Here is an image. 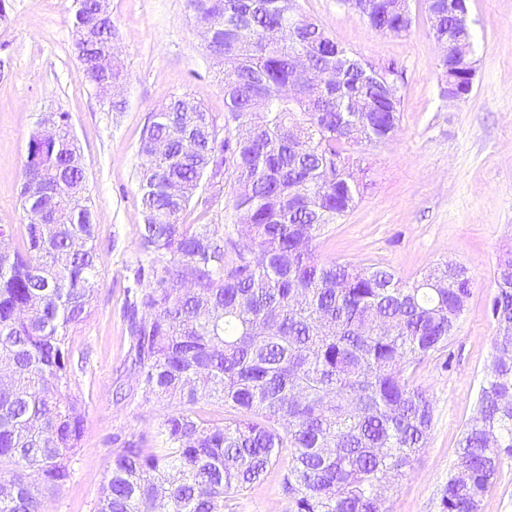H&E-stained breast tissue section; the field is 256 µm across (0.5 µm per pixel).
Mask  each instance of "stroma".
<instances>
[{"label":"stroma","instance_id":"obj_1","mask_svg":"<svg viewBox=\"0 0 512 512\" xmlns=\"http://www.w3.org/2000/svg\"><path fill=\"white\" fill-rule=\"evenodd\" d=\"M0 22V224L23 232L22 172L29 135L47 112H65L83 150L85 196L96 219L99 277L91 313L70 331V393L85 410L72 480L51 494L45 512H92L112 465L113 437L136 438L157 423L161 405L146 398L127 366L123 319L127 287L141 260L143 222L137 172L153 116L188 93L224 118L220 65L206 50L186 0H110L114 45L124 67L123 111H109L74 52V0H7ZM336 42L371 61L395 60L402 118L394 137L356 147L371 165L372 187L356 208L327 225L320 260L381 264L410 282L436 263L464 266L472 280L466 310L447 350L428 357L412 379L433 403L427 444L385 493V512H440L457 443L472 415L497 331L490 304L494 271L512 250V0H469L476 74L471 93L451 102L442 91L441 47L424 0H410L411 30H371L337 0H299ZM237 231L231 191L183 214ZM282 468L235 500L234 512H284Z\"/></svg>","mask_w":512,"mask_h":512}]
</instances>
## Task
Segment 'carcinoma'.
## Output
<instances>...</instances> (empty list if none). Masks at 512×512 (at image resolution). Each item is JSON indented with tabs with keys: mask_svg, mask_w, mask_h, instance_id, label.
Returning <instances> with one entry per match:
<instances>
[{
	"mask_svg": "<svg viewBox=\"0 0 512 512\" xmlns=\"http://www.w3.org/2000/svg\"><path fill=\"white\" fill-rule=\"evenodd\" d=\"M188 5L209 16L227 113L221 130L196 98L175 95L143 135L139 245L169 264L156 286L127 290L123 316L138 385L166 411L151 432L120 442L93 512H224L282 459L287 512H384L381 488L425 447L433 419L409 374L448 346L472 283L450 261L407 285L389 268L315 251L372 185L351 148L397 130L401 97L385 84L402 73L391 63L371 75L292 0ZM353 6L377 32L412 27L399 0ZM426 16L439 43L457 24L431 0ZM301 52L315 80L284 96ZM256 93L268 99L262 112L250 109ZM355 97L367 111L349 109ZM52 118L54 135L38 129L28 141L23 244L0 225V512H44L73 477L84 427L69 393V332L97 286L95 215L69 114ZM211 173L233 185L242 246L181 221ZM491 316L494 354L458 443L469 471L463 483L448 477L442 512H480L512 459L511 251L497 264ZM201 400L221 406L222 421L190 409Z\"/></svg>",
	"mask_w": 512,
	"mask_h": 512,
	"instance_id": "obj_1",
	"label": "carcinoma"
}]
</instances>
